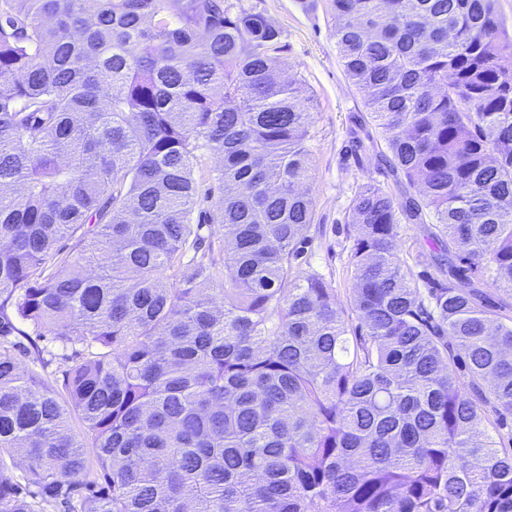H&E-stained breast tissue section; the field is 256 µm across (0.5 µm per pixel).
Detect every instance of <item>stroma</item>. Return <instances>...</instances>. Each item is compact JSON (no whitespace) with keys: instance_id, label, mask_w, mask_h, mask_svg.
Returning a JSON list of instances; mask_svg holds the SVG:
<instances>
[{"instance_id":"stroma-1","label":"stroma","mask_w":512,"mask_h":512,"mask_svg":"<svg viewBox=\"0 0 512 512\" xmlns=\"http://www.w3.org/2000/svg\"><path fill=\"white\" fill-rule=\"evenodd\" d=\"M278 24L290 51V74L302 80L312 98L309 163L318 227L306 266L331 281L341 306L353 286L350 265L349 206L359 184H390L388 168L375 153L358 156L353 132L367 113L362 93L347 79L333 36L329 0H243ZM23 370L45 381L58 378L74 347L52 336H24Z\"/></svg>"}]
</instances>
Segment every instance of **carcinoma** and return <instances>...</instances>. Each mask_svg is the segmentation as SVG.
<instances>
[{"label": "carcinoma", "mask_w": 512, "mask_h": 512, "mask_svg": "<svg viewBox=\"0 0 512 512\" xmlns=\"http://www.w3.org/2000/svg\"><path fill=\"white\" fill-rule=\"evenodd\" d=\"M332 19L404 188L355 190L347 315L303 269L310 98L269 16L0 0V512H512V316L483 291L512 296V35L496 0ZM15 320L83 345L56 384ZM395 252L401 261H407L413 267L417 274L420 271L433 273V269L427 265L421 264L415 266L417 258L426 260L429 258L430 250L423 240L421 224H401L399 235L396 239Z\"/></svg>", "instance_id": "obj_1"}]
</instances>
